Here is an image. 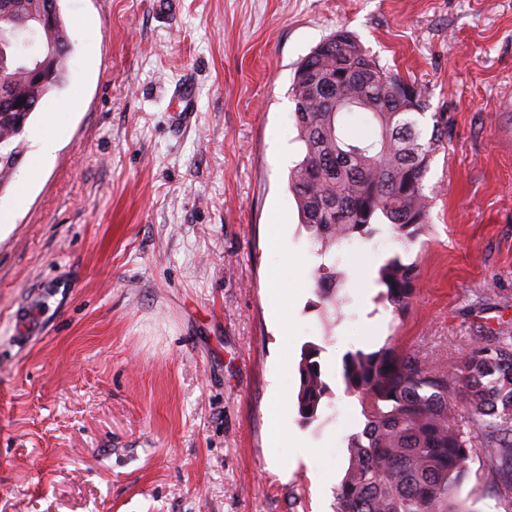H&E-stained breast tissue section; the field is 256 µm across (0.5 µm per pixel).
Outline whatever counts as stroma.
<instances>
[{
  "instance_id": "35a3bbf8",
  "label": "stroma",
  "mask_w": 512,
  "mask_h": 512,
  "mask_svg": "<svg viewBox=\"0 0 512 512\" xmlns=\"http://www.w3.org/2000/svg\"><path fill=\"white\" fill-rule=\"evenodd\" d=\"M82 16L56 118L58 149L0 227V512H335L363 427L347 352L394 337L424 362L512 332V0H60ZM423 85L448 137L424 179L431 228L389 225L336 250L349 269L333 326L321 258L288 173L299 160L290 86L336 31ZM194 85L180 127L173 97ZM279 226L286 251L272 247ZM417 269L397 317L381 261ZM281 284L268 285L271 267ZM331 394L302 422L305 345ZM303 448H279L269 410ZM459 489L506 512L483 459Z\"/></svg>"
}]
</instances>
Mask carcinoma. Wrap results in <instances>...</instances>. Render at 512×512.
Instances as JSON below:
<instances>
[{"mask_svg": "<svg viewBox=\"0 0 512 512\" xmlns=\"http://www.w3.org/2000/svg\"><path fill=\"white\" fill-rule=\"evenodd\" d=\"M38 0H0V70L16 95L38 109L60 88L70 68L72 41L64 20L36 39L54 46L51 80L31 77L34 45L4 34L27 26ZM427 91L380 66L356 37L339 30L298 66L291 96L302 144L288 183L301 224L322 257L354 239H369L390 224L405 248L427 232L430 203L424 179L448 135V118H422ZM363 112L370 138L346 129L345 115ZM16 113L0 107V157L15 147ZM344 273L336 262L316 268L317 298L326 322L342 303ZM417 274L396 255L379 269L380 298L394 315L413 303ZM310 343L301 354L297 407L305 422L318 418L330 389ZM342 379L365 419L348 439V463L336 489V512H472L459 497L467 461L483 457L512 495V336L467 347L450 364L428 365L391 340L346 354ZM462 402L471 427L458 420Z\"/></svg>", "mask_w": 512, "mask_h": 512, "instance_id": "obj_1", "label": "carcinoma"}]
</instances>
